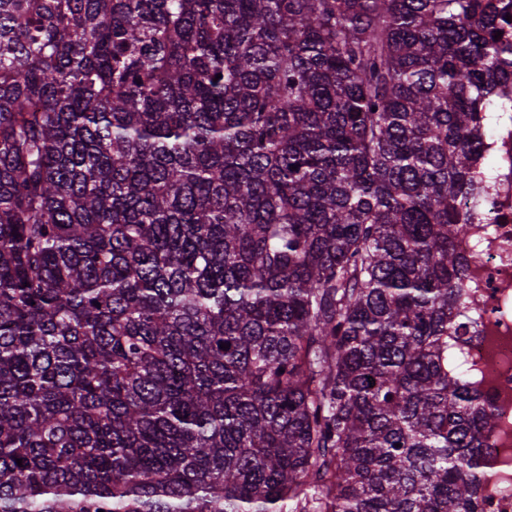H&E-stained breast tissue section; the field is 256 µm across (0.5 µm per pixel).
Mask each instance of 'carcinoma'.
I'll return each mask as SVG.
<instances>
[{"mask_svg": "<svg viewBox=\"0 0 512 512\" xmlns=\"http://www.w3.org/2000/svg\"><path fill=\"white\" fill-rule=\"evenodd\" d=\"M508 15L0 0V512H479Z\"/></svg>", "mask_w": 512, "mask_h": 512, "instance_id": "carcinoma-1", "label": "carcinoma"}]
</instances>
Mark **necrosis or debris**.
I'll return each instance as SVG.
<instances>
[{
  "label": "necrosis or debris",
  "instance_id": "necrosis-or-debris-1",
  "mask_svg": "<svg viewBox=\"0 0 512 512\" xmlns=\"http://www.w3.org/2000/svg\"><path fill=\"white\" fill-rule=\"evenodd\" d=\"M489 187L456 242L466 264L471 325L461 336L466 363L492 367L479 385L499 425L490 433L482 479V512H512V117L490 136Z\"/></svg>",
  "mask_w": 512,
  "mask_h": 512
}]
</instances>
